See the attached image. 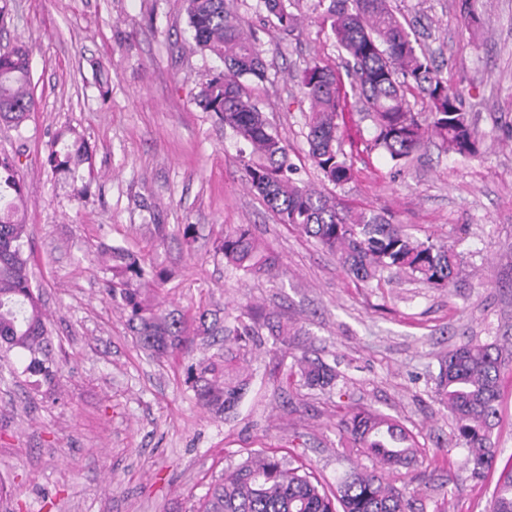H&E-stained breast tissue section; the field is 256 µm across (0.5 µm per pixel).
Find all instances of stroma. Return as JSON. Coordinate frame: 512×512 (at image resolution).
Here are the masks:
<instances>
[{"mask_svg": "<svg viewBox=\"0 0 512 512\" xmlns=\"http://www.w3.org/2000/svg\"><path fill=\"white\" fill-rule=\"evenodd\" d=\"M235 2L266 64L248 90L287 139L302 184L451 248L454 281L433 288L395 273L361 281L279 223L248 188L232 131L195 102L223 65L196 47L186 0H9L0 47L29 49L37 105L20 127L0 122V155L20 162L33 288L50 316L58 374L54 387L36 389L17 357H0V512H193L226 468L267 448L332 490L350 467L377 465L339 431L350 406L413 433L416 459L392 474L409 512H487L512 464V0H481L487 27L476 36L460 24L459 0H391L462 91L479 152L464 160L430 142L395 166L365 150L372 123L352 102L343 141L354 177L341 186L308 157V106L297 87L309 61L340 69L334 36L310 7L287 34L261 0ZM100 67L112 81L105 99ZM61 129L76 130L93 153L97 178L79 202L44 165ZM240 224L276 261L277 276L242 274L217 254L225 228ZM107 245L170 270L160 292L168 310L231 314L250 304L296 322L294 351L335 367L337 393L297 380L277 387L274 372L291 359L268 339L237 410L201 409L182 361L146 360L107 297L98 262ZM470 339L498 343L506 359L496 455L479 482L437 399L441 358Z\"/></svg>", "mask_w": 512, "mask_h": 512, "instance_id": "1", "label": "stroma"}]
</instances>
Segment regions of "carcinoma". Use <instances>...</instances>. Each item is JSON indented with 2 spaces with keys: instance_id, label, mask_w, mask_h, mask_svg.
<instances>
[{
  "instance_id": "obj_1",
  "label": "carcinoma",
  "mask_w": 512,
  "mask_h": 512,
  "mask_svg": "<svg viewBox=\"0 0 512 512\" xmlns=\"http://www.w3.org/2000/svg\"><path fill=\"white\" fill-rule=\"evenodd\" d=\"M303 0H263L267 13L285 32L293 31ZM313 11L329 27L346 55L350 88L336 72L318 63L305 67L301 91L309 101L308 156L325 181L349 182L352 163L339 145L340 124L353 95L363 100L373 126L367 148L385 152L399 166L433 137L440 148L462 158L477 154L479 137L461 95L433 56L418 46L397 18L388 0H312ZM479 0H460V21L469 30L483 27ZM234 0H187V14L196 46L224 64L199 91L198 104L214 113L243 145L240 150L250 188L283 224L298 228L323 250L337 256L354 277L367 281L386 270L405 272L429 285L448 286L456 256L443 245L419 240L372 210L342 206L325 193L294 178L288 144L252 99L244 79L264 78L263 50L245 32L233 12ZM426 93L427 116L409 106L414 88ZM36 106L31 88L29 53L15 47L0 53V121L20 126ZM45 166L73 187V198L87 193L94 171L83 137L72 129L58 132L49 145ZM24 184L19 161L0 157V352L14 353L33 386H52L56 366L47 316L31 285L27 247L29 227L21 216ZM224 262L248 274L273 270L260 243L242 225L224 230L217 246ZM106 293L127 315L128 325L150 356L189 355L192 337L220 343L217 352L187 362L186 381L201 407L215 413L233 411L252 379L253 350L269 335L290 350L298 330L259 314L251 305L227 318L202 311L191 318L175 314L151 300L150 292L168 273L136 253L108 246L99 255ZM293 367L311 388L335 385L336 370L306 353H291ZM504 359L495 343L466 342L448 351L440 362L439 402L455 421L454 438L467 450L466 468L473 479L484 476L495 448L489 432L497 418ZM340 431L354 447L370 453L380 469L352 468L328 494L303 465L292 466L274 452L260 453L224 471L195 512H407L404 493L386 470L408 463L414 454L412 436L395 420L371 411H355L340 420ZM490 512H512V468L501 473Z\"/></svg>"
}]
</instances>
